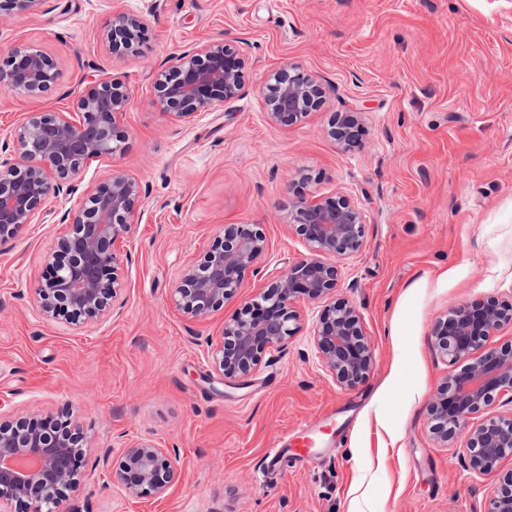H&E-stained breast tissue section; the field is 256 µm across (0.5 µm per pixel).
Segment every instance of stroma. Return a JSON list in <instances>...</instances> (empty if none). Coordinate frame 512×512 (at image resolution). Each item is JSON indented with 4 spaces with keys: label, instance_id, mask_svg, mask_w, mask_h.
I'll list each match as a JSON object with an SVG mask.
<instances>
[{
    "label": "stroma",
    "instance_id": "stroma-1",
    "mask_svg": "<svg viewBox=\"0 0 512 512\" xmlns=\"http://www.w3.org/2000/svg\"><path fill=\"white\" fill-rule=\"evenodd\" d=\"M137 15L135 57L110 53L114 9ZM224 38L246 57L243 94L182 123L154 103L169 55ZM36 47L60 68L39 96L0 91V142L27 113L73 110L91 77L131 90L121 149L90 159L76 191L51 198L0 250V413L72 405L91 447L80 512H487L496 475L467 470L465 435L432 439L429 401L458 366L431 346L449 306L512 302V0H47L0 18V49ZM293 63L326 89L322 107L282 130L260 91ZM361 105L362 144L324 130ZM139 178L144 204L124 254L119 311L98 325L43 321L33 287L65 211L109 170ZM347 194L366 217L363 249L328 302L357 308L375 364L345 390L322 368L311 331L326 302L301 304L298 329L250 376L226 380L207 339L306 248L289 225L297 196ZM230 224H254L269 247L235 298L200 322L172 295ZM321 422L320 460L263 473L264 457L299 424ZM176 449L162 498L130 499L100 449L118 438Z\"/></svg>",
    "mask_w": 512,
    "mask_h": 512
}]
</instances>
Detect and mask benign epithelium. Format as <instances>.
Wrapping results in <instances>:
<instances>
[{
    "instance_id": "1",
    "label": "benign epithelium",
    "mask_w": 512,
    "mask_h": 512,
    "mask_svg": "<svg viewBox=\"0 0 512 512\" xmlns=\"http://www.w3.org/2000/svg\"><path fill=\"white\" fill-rule=\"evenodd\" d=\"M45 0H0V16L31 15ZM144 36L136 15L119 11L101 33L113 53L135 56ZM247 60L232 43L208 40L173 55L157 69L155 101L161 112L182 121L239 97ZM58 63L31 47L11 49L0 57V89L39 95L56 85ZM261 98L268 121L287 129L304 121L325 101L317 77L287 64L265 83ZM130 105V89L116 79H92L78 94L73 112H30L0 145V247L11 245L49 200L74 190L73 181L87 158L112 155L123 140L121 123ZM363 112H338L326 129L337 144L359 142ZM139 182L111 169L63 216V231L47 258V272L33 292L45 321L60 318L75 326L98 324L109 317L122 287L123 261L117 243L129 236L142 205ZM291 226L307 254L266 282L224 324L211 347L215 371L227 380L254 373L265 356L296 332L298 306L327 299L339 284L344 262L365 243L366 218L341 192L334 196H300L288 201ZM267 249L266 237L253 224L224 228V239L199 264L182 270L174 303L192 321L207 318L234 298ZM512 326V304L496 299L459 303L440 316L431 330L434 349L453 363L464 362L446 378L430 402L432 433L448 447L456 433L467 431L462 456L480 475H493L512 455V417L490 418L473 426L472 415L495 396L512 394V347L477 354L488 337ZM323 369L345 389L363 383L374 366L369 334L359 311L347 304L326 306L312 329ZM88 441L64 406L40 416L0 414V512H61L79 491ZM175 451L149 441L121 448L111 470L113 485L128 497L160 498L177 472ZM487 512H512V474L494 489Z\"/></svg>"
}]
</instances>
